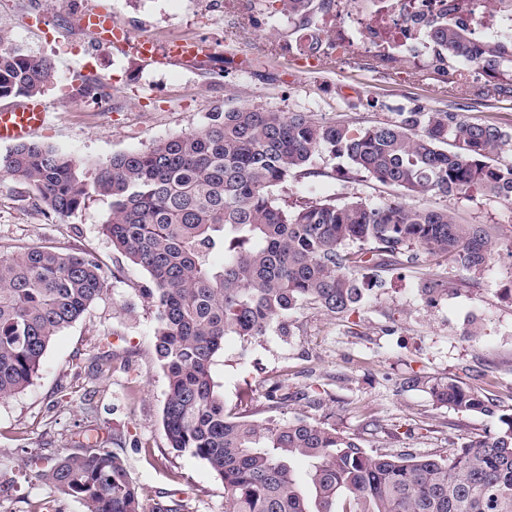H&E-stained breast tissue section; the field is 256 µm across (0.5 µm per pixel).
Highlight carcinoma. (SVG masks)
Segmentation results:
<instances>
[{
  "mask_svg": "<svg viewBox=\"0 0 512 512\" xmlns=\"http://www.w3.org/2000/svg\"><path fill=\"white\" fill-rule=\"evenodd\" d=\"M299 33L333 13L336 0H270ZM430 69L446 83L482 71L512 86V38H475L445 21L425 25ZM320 28L304 49L326 54ZM56 79L53 62L14 45L0 29V98L40 97ZM337 160L314 167L322 153ZM512 129L460 112L399 108L367 127L306 112L249 106L219 109L198 132L86 162L27 140L0 156L45 217L71 215L97 197L107 202L103 232L113 250L143 269L140 292L153 312L152 338L166 390L168 446L203 461L224 484L225 512H512V413L450 381L430 388L458 413L498 415L500 427L446 454H372L361 439L303 415L278 412L291 394L267 395L258 419L224 404L216 358L224 340L250 342L271 323L309 306L342 319L355 311L358 270L414 268L419 253L475 279L504 249L498 224H467L446 207H415L405 196L470 192L512 200ZM402 192L367 202L336 197L280 205L273 188L290 178L347 181L360 175ZM106 276L88 254L30 248L0 254V400L23 391L43 368L53 339L103 293ZM428 300L446 295L448 277L426 281ZM81 449L40 470L84 512H190L161 492L142 500L125 461L98 429L70 434Z\"/></svg>",
  "mask_w": 512,
  "mask_h": 512,
  "instance_id": "1",
  "label": "carcinoma"
}]
</instances>
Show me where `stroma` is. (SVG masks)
Here are the masks:
<instances>
[{
    "mask_svg": "<svg viewBox=\"0 0 512 512\" xmlns=\"http://www.w3.org/2000/svg\"><path fill=\"white\" fill-rule=\"evenodd\" d=\"M94 8L110 10L132 38L161 46L191 40L207 54L194 63L159 64L123 44L98 48L77 24ZM0 27L56 67L43 96L48 120L36 140L89 161L197 132L229 102L363 127L401 107L512 127V97L488 93L482 74L443 84L422 56L394 65L368 50L311 58L300 52L287 18L257 0H0ZM89 79L104 84L105 102L83 96ZM275 194L290 203L334 194L381 201L393 191L362 176L291 179ZM434 203L466 223L512 230V202L473 193ZM107 217V203L93 200L75 214L44 219L27 186L0 174V251H83L107 276L101 298L55 337L33 385L0 401V483L9 488L0 512H27L30 503L54 499L30 459L74 452L69 434L86 420L112 438L144 499L162 491L188 500L191 512H225L222 481L203 461L167 445L165 379L153 350L152 309L139 292L147 275L113 252L102 231ZM436 271L423 265L384 272V287L365 292L343 320L304 306L252 343L228 338L214 367L225 403L262 408L279 383L295 396L287 416L334 425L373 452L430 455L497 430L496 418L437 405L429 388L452 380L512 413V260L497 257L475 284L449 270L453 291L430 301L421 286ZM102 351L111 353L112 368L92 375L91 359Z\"/></svg>",
    "mask_w": 512,
    "mask_h": 512,
    "instance_id": "1",
    "label": "stroma"
}]
</instances>
